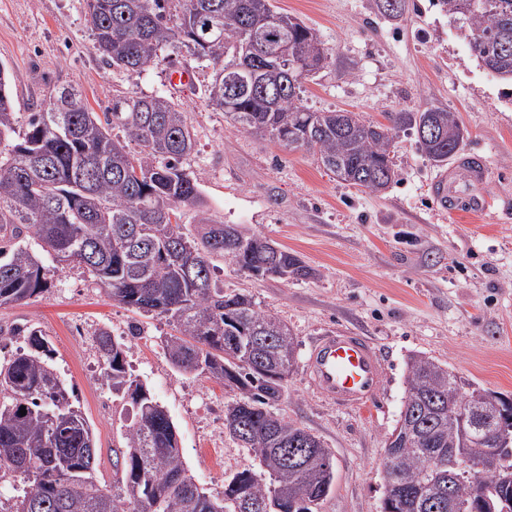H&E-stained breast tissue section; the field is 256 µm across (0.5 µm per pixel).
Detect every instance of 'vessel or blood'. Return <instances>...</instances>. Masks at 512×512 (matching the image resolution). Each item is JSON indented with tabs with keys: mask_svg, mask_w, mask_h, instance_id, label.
<instances>
[{
	"mask_svg": "<svg viewBox=\"0 0 512 512\" xmlns=\"http://www.w3.org/2000/svg\"><path fill=\"white\" fill-rule=\"evenodd\" d=\"M486 166L464 157L439 174L430 185V193L440 211L448 215L459 212L477 217L488 209L484 194H466V184L481 185ZM386 371L380 350L369 337L339 328L320 336L306 361L312 386L327 402L356 410L373 401Z\"/></svg>",
	"mask_w": 512,
	"mask_h": 512,
	"instance_id": "b4317fda",
	"label": "vessel or blood"
}]
</instances>
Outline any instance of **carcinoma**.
<instances>
[{
  "label": "carcinoma",
  "mask_w": 512,
  "mask_h": 512,
  "mask_svg": "<svg viewBox=\"0 0 512 512\" xmlns=\"http://www.w3.org/2000/svg\"><path fill=\"white\" fill-rule=\"evenodd\" d=\"M433 2L483 66L512 84V0ZM85 22L102 62L131 76L183 50L224 71L260 60L254 82L231 88L228 102L224 86L211 80V105L234 127L303 150L365 191L380 193L397 181L392 147L401 131H414L437 165L463 149V126L447 110L389 112L385 125L357 112L305 107L303 80L323 68L326 56L316 33L272 0H86ZM286 40L304 53L285 63L274 51ZM17 123L0 66V306L45 291L49 261L59 271L77 264L119 303L166 318L175 330L164 340L172 366L238 391L226 405L225 427L255 465L237 472L221 499L199 488L167 410L131 378L125 344L103 330L96 342L105 378L112 391L130 394L135 412L115 451L119 492L101 488L93 431L57 372L49 340L19 328L26 346L0 365V473L21 479L12 485L9 512H241L244 503L266 504L267 512H320L334 487L324 481V468L335 469L334 453L271 411L280 399V370L296 362L295 337L276 313L217 287L211 259L284 281L310 278L314 269L271 240L213 221L183 167L195 138L171 97L119 96L100 116L66 87L29 115L20 134ZM113 125L138 152L112 138ZM185 208L195 210L192 239L182 224ZM254 334L249 364L225 357ZM405 384L406 419L390 443L400 465L387 491L389 512H454L452 505L476 497L477 512H502L512 496V484L502 481L503 469L512 468V442L493 441L498 423L463 426L453 410H433L455 404L463 381L428 356H408ZM292 447L306 449L307 469L281 461L277 450ZM450 448L485 464L482 496L468 472L450 483L433 469V457Z\"/></svg>",
  "instance_id": "1"
}]
</instances>
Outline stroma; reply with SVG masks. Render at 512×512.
I'll use <instances>...</instances> for the list:
<instances>
[{
	"mask_svg": "<svg viewBox=\"0 0 512 512\" xmlns=\"http://www.w3.org/2000/svg\"><path fill=\"white\" fill-rule=\"evenodd\" d=\"M319 35L328 59L304 84V106L350 111L384 122L400 109L456 112L467 131L465 152L484 159L482 186L492 205L482 217L438 212L430 183L439 174L414 131L399 133V179L371 193L339 182L302 150L291 151L225 122L204 89L211 69L186 55L141 74L104 65L85 24V0H0V65L11 75L19 121L67 86L94 112L115 96L167 95L183 107L196 145L184 162L211 218L270 239L316 269L314 278L254 277L213 258L225 292H242L290 326L297 360L273 410L320 436L335 455L336 480L322 512H380V461L405 396V362L422 353L462 379L512 396V89L489 73L432 0H406L396 20L374 0H275ZM189 73L185 86L172 72ZM49 288L0 307L8 337L0 358L22 344L15 330L37 326L54 363L72 385L96 439V476L114 487L112 451L130 424V403L103 378L95 338L123 339L133 376L146 383L178 428L184 460L200 487L252 465L228 434L224 410L235 392L170 364L166 318L141 315L112 299L84 272L48 273ZM82 325L75 338L74 325ZM336 327L373 340L387 362L372 405L347 411L325 402L305 371L317 338Z\"/></svg>",
	"mask_w": 512,
	"mask_h": 512,
	"instance_id": "35a3bbf8",
	"label": "stroma"
}]
</instances>
